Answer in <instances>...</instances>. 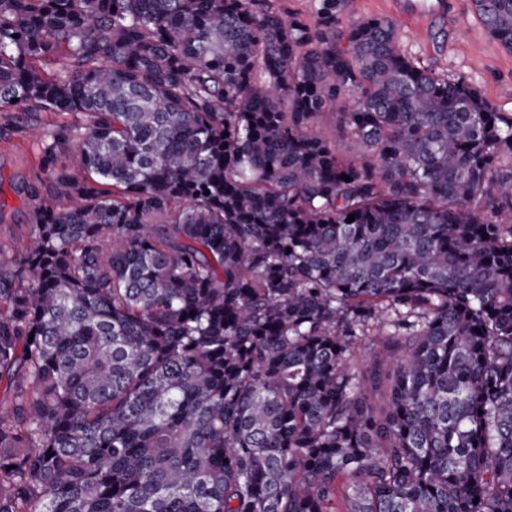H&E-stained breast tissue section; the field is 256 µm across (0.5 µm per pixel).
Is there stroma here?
Here are the masks:
<instances>
[{
  "mask_svg": "<svg viewBox=\"0 0 512 512\" xmlns=\"http://www.w3.org/2000/svg\"><path fill=\"white\" fill-rule=\"evenodd\" d=\"M389 2L345 0L343 19L392 21L407 55L437 73L470 82L495 110L512 113V52L471 14L468 0H442L436 14L415 20L392 12ZM57 121L48 112L0 114V267L14 268L27 242L28 189L41 174L40 147L30 129Z\"/></svg>",
  "mask_w": 512,
  "mask_h": 512,
  "instance_id": "1",
  "label": "stroma"
}]
</instances>
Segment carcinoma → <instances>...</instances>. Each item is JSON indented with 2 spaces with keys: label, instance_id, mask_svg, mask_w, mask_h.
I'll list each match as a JSON object with an SVG mask.
<instances>
[{
  "label": "carcinoma",
  "instance_id": "carcinoma-1",
  "mask_svg": "<svg viewBox=\"0 0 512 512\" xmlns=\"http://www.w3.org/2000/svg\"><path fill=\"white\" fill-rule=\"evenodd\" d=\"M343 7L0 0V112L71 117L0 273V512H512V114ZM382 337L366 336L357 342L353 356L350 359V364L356 373L363 372L374 364L382 349Z\"/></svg>",
  "mask_w": 512,
  "mask_h": 512
}]
</instances>
